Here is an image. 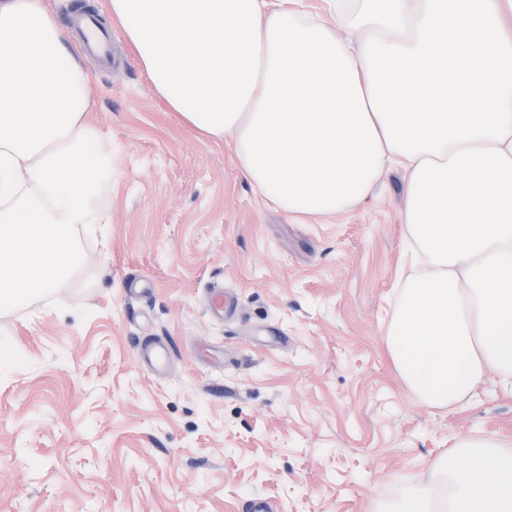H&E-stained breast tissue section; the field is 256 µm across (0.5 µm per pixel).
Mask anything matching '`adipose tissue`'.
Returning a JSON list of instances; mask_svg holds the SVG:
<instances>
[{"label":"adipose tissue","instance_id":"ef3b65f1","mask_svg":"<svg viewBox=\"0 0 512 512\" xmlns=\"http://www.w3.org/2000/svg\"><path fill=\"white\" fill-rule=\"evenodd\" d=\"M110 0L138 66L293 219L405 173L410 271L386 332L430 406L512 384V0ZM87 74L40 0H0V311L84 271L112 156ZM384 512H512V445L465 439Z\"/></svg>","mask_w":512,"mask_h":512}]
</instances>
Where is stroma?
Instances as JSON below:
<instances>
[{"mask_svg": "<svg viewBox=\"0 0 512 512\" xmlns=\"http://www.w3.org/2000/svg\"><path fill=\"white\" fill-rule=\"evenodd\" d=\"M84 58L88 120L112 153L110 251L0 316V512H372L461 439L512 443V386L452 407L398 375L386 328L404 265V174L355 210L293 221L240 174L232 137L168 111L113 27ZM236 291L231 319L211 289ZM170 348L153 371L138 344Z\"/></svg>", "mask_w": 512, "mask_h": 512, "instance_id": "35a3bbf8", "label": "stroma"}]
</instances>
